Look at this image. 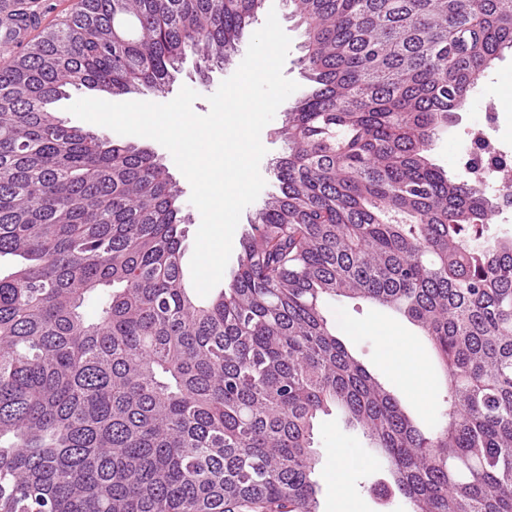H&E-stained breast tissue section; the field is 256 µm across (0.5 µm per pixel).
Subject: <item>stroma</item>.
Wrapping results in <instances>:
<instances>
[{
    "label": "stroma",
    "instance_id": "obj_1",
    "mask_svg": "<svg viewBox=\"0 0 512 512\" xmlns=\"http://www.w3.org/2000/svg\"><path fill=\"white\" fill-rule=\"evenodd\" d=\"M243 57V52H236L224 69L214 71L205 81L198 78L193 61H186L170 92L175 95L182 86H189L198 94L193 104L194 111L200 115L206 114L209 96L236 71ZM478 132L504 154L512 155V51L505 52L503 58L487 71L474 95L457 112L453 124L438 132L432 145V159L444 169L464 171L474 147L473 137ZM326 314L341 330L345 343L357 357L371 371L392 383L402 404L417 412L422 426L428 430L435 429L445 408L446 385L436 368L428 343L417 329L388 310L360 299L330 301ZM386 325L408 336L423 361L433 384L425 405H418L408 385L395 381L382 359L377 330ZM314 446L319 456L316 479L320 487L321 512H333L335 488L331 482V451L335 448H345L350 453L353 464L350 482L361 512H409L404 499L385 498L377 494L378 484L388 477V463L371 447L363 432L348 423L341 410L331 409L318 418L314 426Z\"/></svg>",
    "mask_w": 512,
    "mask_h": 512
}]
</instances>
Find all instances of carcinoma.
<instances>
[{
    "instance_id": "cac0c4a2",
    "label": "carcinoma",
    "mask_w": 512,
    "mask_h": 512,
    "mask_svg": "<svg viewBox=\"0 0 512 512\" xmlns=\"http://www.w3.org/2000/svg\"><path fill=\"white\" fill-rule=\"evenodd\" d=\"M309 83L279 192L208 302L184 281L181 190L150 150L56 116L78 90L169 93L222 69L262 0H76L0 69V512H320L314 422L342 410L411 512H512V238L498 194L432 163L512 0H285ZM12 0L6 26L35 20ZM107 291L95 321L85 299ZM366 299L427 337L422 430L336 335Z\"/></svg>"
}]
</instances>
